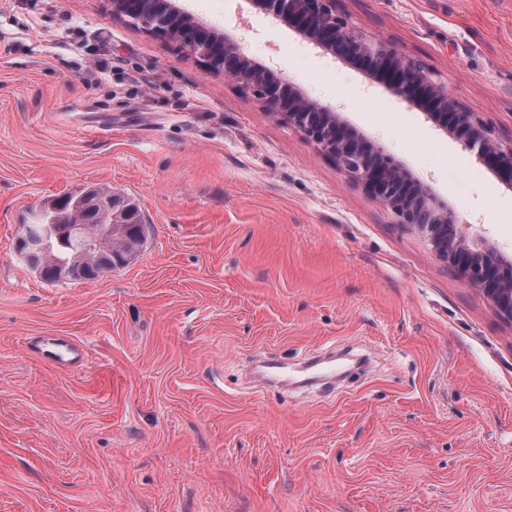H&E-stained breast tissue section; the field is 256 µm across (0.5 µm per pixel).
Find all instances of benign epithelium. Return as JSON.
<instances>
[{
    "mask_svg": "<svg viewBox=\"0 0 512 512\" xmlns=\"http://www.w3.org/2000/svg\"><path fill=\"white\" fill-rule=\"evenodd\" d=\"M250 3L336 60L344 64L367 62L370 78L382 80L394 96L425 112L463 150L474 153L494 176L512 188V142L505 145L497 139L433 75L394 47L370 39L360 27L338 14L336 0ZM155 5L160 13L154 24L148 23L145 28L166 38L164 20L177 8L170 0H156ZM217 48L224 49L222 73L226 78L260 100L274 116L297 128L402 223L414 226L438 254L458 269L470 287L481 290L502 316L512 320V263L504 262L489 244L467 243L447 204L437 200L426 183L399 166L381 146L361 138L334 110L301 94L273 68L248 57L229 39ZM61 205L62 198H53L31 212L22 225L17 250L40 253L41 263L34 270L44 280H93L100 273L103 247L112 246V225L93 226L79 218L65 226L56 224L50 214L59 211ZM53 237L58 245L71 250L69 261L53 256Z\"/></svg>",
    "mask_w": 512,
    "mask_h": 512,
    "instance_id": "benign-epithelium-1",
    "label": "benign epithelium"
}]
</instances>
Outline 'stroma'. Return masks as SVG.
<instances>
[{
  "label": "stroma",
  "mask_w": 512,
  "mask_h": 512,
  "mask_svg": "<svg viewBox=\"0 0 512 512\" xmlns=\"http://www.w3.org/2000/svg\"><path fill=\"white\" fill-rule=\"evenodd\" d=\"M381 145L512 261V190L249 0H174ZM512 141V0H337ZM112 70L90 78L92 62ZM134 199L90 281L16 249L45 201ZM65 336L82 365L41 358ZM332 351V387L248 381ZM0 512H512V321L293 126L111 0H0Z\"/></svg>",
  "instance_id": "stroma-1"
}]
</instances>
